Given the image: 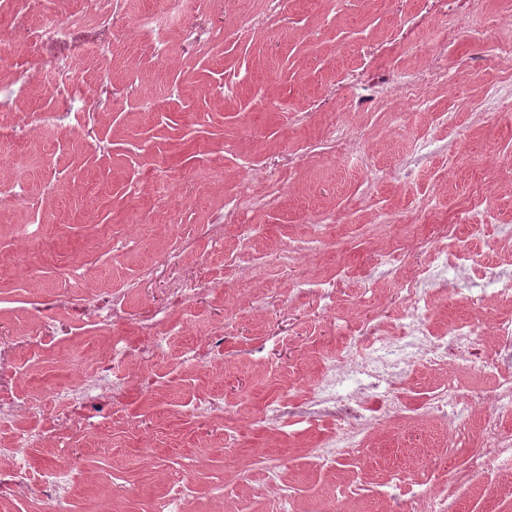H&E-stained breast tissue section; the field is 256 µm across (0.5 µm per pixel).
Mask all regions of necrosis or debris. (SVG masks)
Returning <instances> with one entry per match:
<instances>
[{
	"label": "necrosis or debris",
	"instance_id": "1",
	"mask_svg": "<svg viewBox=\"0 0 512 512\" xmlns=\"http://www.w3.org/2000/svg\"><path fill=\"white\" fill-rule=\"evenodd\" d=\"M111 53L109 45L93 43L81 57L62 59L45 75V83L56 95L53 110L46 114L50 125L77 117L90 84L87 60L103 59ZM458 229L454 224L431 225L425 242L433 258L405 280L401 311L391 314L385 325L348 322L343 353L320 363L304 392L303 405L282 401L266 416L265 422L271 426L291 417H328L331 429L313 450L316 466L328 468L355 454L361 446L360 435L371 425L410 411L397 369L406 359L414 358L431 368L449 365L454 371L453 378L425 396L419 410L440 421L449 441L464 438L473 430L478 432L481 451L477 475L512 470V319L493 323L497 352L492 358L481 346L480 332L474 324L462 322L441 330L431 319L430 286L436 271L443 268L470 271L474 278L492 283L497 296L512 301V277L482 268L470 250L461 245ZM196 249L195 239L182 237L165 252V261L180 268L179 276L168 285L165 307L145 313L128 307L133 292L154 276L153 267L146 266L125 288L107 294L92 289L70 301L74 325L107 327L119 319L130 320L148 337L143 354L163 359L171 341L165 327L168 307L194 303L213 293L216 286L202 273L203 259L187 262V253ZM48 341L41 332L0 341L1 503L62 505L72 492L84 488L102 498L112 494L110 480L87 470L71 456L69 441L75 436L94 443L104 440L103 429H92L91 414L100 403L113 407L122 403L125 383L119 367L128 352L106 345L96 361L77 372L74 381L46 386L40 399L21 396L13 382L17 361L47 351ZM461 372L496 378L497 385L486 393L462 391L457 379ZM33 448L50 449L52 463L32 469L29 451ZM206 461V454L197 453L187 468L175 473L167 495L159 499L154 512H182L184 495L193 489Z\"/></svg>",
	"mask_w": 512,
	"mask_h": 512
}]
</instances>
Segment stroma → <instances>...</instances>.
<instances>
[{
	"label": "stroma",
	"mask_w": 512,
	"mask_h": 512,
	"mask_svg": "<svg viewBox=\"0 0 512 512\" xmlns=\"http://www.w3.org/2000/svg\"><path fill=\"white\" fill-rule=\"evenodd\" d=\"M168 0H127L104 23L74 24L77 0H37L35 19L73 22L67 42L31 44L17 17L0 11V177L23 180L22 203L0 204V326L13 335L49 329L57 338L43 357L22 360L18 391L39 397L48 382L74 378L108 338L136 346V325L72 331L69 313L43 300L86 287H120L144 266L155 274L134 300L142 311L165 306L176 271L162 258L173 235L225 225L221 249L207 250L204 273L221 292L170 309L182 327L164 362L138 359L106 446L71 440L87 469L134 487L98 499L75 494L73 512H153L176 469L207 448L209 462L184 512H269L265 465L280 478L295 512H334L340 488L348 512H385L376 489L397 444L423 449L412 468L431 483H450L448 512H512V477L484 494L453 482L480 448L477 434L447 447L433 422L400 418L379 424L359 456L327 471L311 450L330 422L292 421L282 431L257 418L283 399H299L320 357L345 343L336 322L381 321L400 305L399 289L424 251L375 264L392 243L413 240L434 219L458 220L475 198L498 214L472 248L478 259L512 274V0H183L153 54L131 23L143 10L166 12ZM111 42L93 66L85 109L95 129L73 124L41 133L31 127L52 94L41 72L84 43ZM447 79L409 108L392 86L430 68ZM222 156L214 166L206 154ZM175 188L162 196L154 172ZM251 193L242 196V178ZM301 252L283 263L289 243ZM82 279L66 276L71 260ZM335 280L334 309L323 312L310 285ZM441 323L472 321L489 329L512 317V302L480 290L469 273L433 285ZM223 337L212 366L182 354L199 336ZM153 394H146V387ZM223 407L216 423L192 412L196 395ZM151 411H144L145 396ZM151 447L144 459L141 450Z\"/></svg>",
	"instance_id": "1"
}]
</instances>
